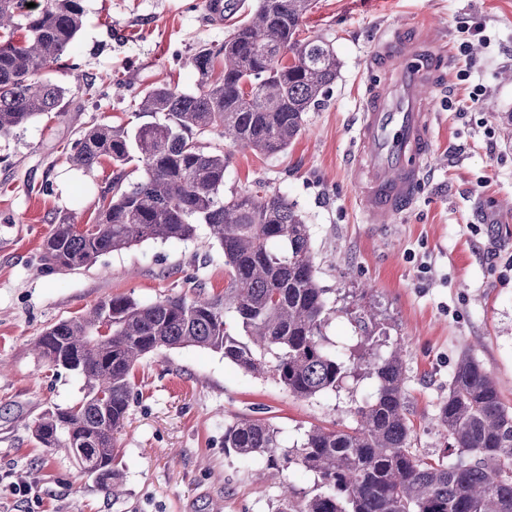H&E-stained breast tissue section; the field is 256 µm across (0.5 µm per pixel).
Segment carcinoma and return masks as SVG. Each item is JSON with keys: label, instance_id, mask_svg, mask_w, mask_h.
<instances>
[{"label": "carcinoma", "instance_id": "cac0c4a2", "mask_svg": "<svg viewBox=\"0 0 512 512\" xmlns=\"http://www.w3.org/2000/svg\"><path fill=\"white\" fill-rule=\"evenodd\" d=\"M28 3L0 0V138L61 111L67 89L44 71L74 49L84 23V0ZM312 4L257 0L224 44L196 51V92L152 86L138 104L143 122L97 125L71 143L73 165L91 171L108 160L115 176L95 222L55 225L40 255L44 272L87 268L148 240L187 242L203 224L223 252L229 281L216 296L201 289L191 299L150 303L115 297L47 328L35 344L40 358L74 373L83 396L45 411L33 434L43 448L69 449L81 466L92 461L100 487L112 495L120 480L116 434L128 417L134 368L150 354L208 349L302 399L334 391L362 371L378 387L351 412L352 424L312 428L293 457L279 455L277 431L266 422L224 427V449L270 466L296 461L317 476L319 492L298 505L293 486L282 484L279 512H512V410L480 362L471 355L458 361L437 409L455 460L421 456L413 447L402 348L385 355L368 348L346 360L328 346L324 328L335 306L319 284L310 228L295 204L271 189L224 198L232 150L285 151L340 73L328 42L299 38ZM212 131L227 150L200 143L198 136ZM131 165L143 171L137 182L126 181ZM102 330L104 344L94 341Z\"/></svg>", "mask_w": 512, "mask_h": 512}]
</instances>
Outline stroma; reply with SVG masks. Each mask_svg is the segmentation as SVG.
Returning <instances> with one entry per match:
<instances>
[{
	"label": "stroma",
	"mask_w": 512,
	"mask_h": 512,
	"mask_svg": "<svg viewBox=\"0 0 512 512\" xmlns=\"http://www.w3.org/2000/svg\"><path fill=\"white\" fill-rule=\"evenodd\" d=\"M206 0H84L75 51L48 71L68 88L61 112L0 139V512H278L282 483L310 494L303 466L248 463L224 449V427L242 418L275 428L294 453L315 426L350 424L376 390L369 376L309 399L253 376L222 354L163 350L134 370L129 415L113 462L118 494L102 491L66 449H46L31 423L81 398V382L50 367L32 346L47 328L100 302H153L223 292L224 256L206 228L187 242L147 241L100 256L77 273L41 272L40 249L55 224L89 222L113 168L85 172L66 160L68 143L91 126H134L143 92L170 83L195 91L191 63L205 44L223 43L256 0H232L222 20ZM438 27L449 65L431 96L434 154L411 207L388 224H369L357 202L349 157L355 149L366 60L381 30L407 23ZM486 40L469 58L462 30ZM303 36H321L341 62L318 110L279 155L234 150L224 194L263 185L279 190L309 224L321 286L336 300L324 333L346 356L365 337L357 320L373 307L378 344L405 347V391L415 445L430 458L452 448L435 423L457 361L472 355L512 406V0H315ZM89 82L91 93L78 91Z\"/></svg>",
	"instance_id": "35a3bbf8"
}]
</instances>
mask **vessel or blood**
I'll return each instance as SVG.
<instances>
[{
	"label": "vessel or blood",
	"instance_id": "1",
	"mask_svg": "<svg viewBox=\"0 0 512 512\" xmlns=\"http://www.w3.org/2000/svg\"><path fill=\"white\" fill-rule=\"evenodd\" d=\"M374 76L362 97L350 158L359 203L372 224H387L419 192L433 151L436 114L428 95L443 79L447 45L432 26L380 32L369 55Z\"/></svg>",
	"mask_w": 512,
	"mask_h": 512
}]
</instances>
